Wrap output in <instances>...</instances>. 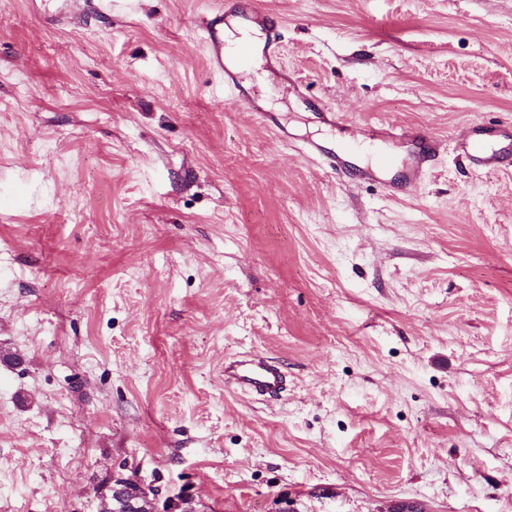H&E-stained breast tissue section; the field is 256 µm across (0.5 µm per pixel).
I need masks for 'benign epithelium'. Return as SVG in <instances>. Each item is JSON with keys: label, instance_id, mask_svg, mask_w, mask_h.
<instances>
[{"label": "benign epithelium", "instance_id": "1", "mask_svg": "<svg viewBox=\"0 0 512 512\" xmlns=\"http://www.w3.org/2000/svg\"><path fill=\"white\" fill-rule=\"evenodd\" d=\"M99 512H205V508L189 490L162 498L141 480L115 473L100 493Z\"/></svg>", "mask_w": 512, "mask_h": 512}]
</instances>
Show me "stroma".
<instances>
[{"mask_svg":"<svg viewBox=\"0 0 512 512\" xmlns=\"http://www.w3.org/2000/svg\"><path fill=\"white\" fill-rule=\"evenodd\" d=\"M287 77L206 62L224 0H0V512L113 472L208 512H512V0H257ZM416 127L412 192L300 154ZM288 390H227L224 360ZM372 139H400L424 144L426 151L419 157L417 163L406 169L396 183L387 185L392 193H408L417 187L424 179L426 173L432 168L435 158L439 155L441 142L419 128L400 129L380 125L368 131ZM465 154L475 168L485 171H498L512 161V138L507 144L500 140L492 129L476 126L472 128L469 139L464 144ZM224 383L254 398L277 399L287 389L285 373L267 357L248 354L224 360Z\"/></svg>","mask_w":512,"mask_h":512,"instance_id":"35a3bbf8","label":"stroma"}]
</instances>
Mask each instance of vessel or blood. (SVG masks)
<instances>
[{"label": "vessel or blood", "instance_id": "obj_1", "mask_svg": "<svg viewBox=\"0 0 512 512\" xmlns=\"http://www.w3.org/2000/svg\"><path fill=\"white\" fill-rule=\"evenodd\" d=\"M224 17L201 16L200 27L206 35L208 45V64L213 72L223 74L224 87L234 90L238 87L237 77L227 70L224 64V19L225 17L239 18L249 23H262L266 26L265 41L262 48L248 41H240L233 50L240 60H248L255 52L269 58H279L282 35L277 22L272 17L259 11L254 0H225ZM372 139H400L425 145V152L417 163L406 169L398 182L389 184L392 192L407 193L417 187L431 169L438 156L441 143L435 137L418 128L397 129L380 125L368 132ZM303 154L323 161L332 175L356 176L364 181L379 180L381 174L394 167L391 157L381 155L369 163L368 167L359 171L353 170L346 152H328L313 141L305 142L301 147ZM465 154L475 168L494 172L507 166L512 161V141L502 142L499 135L492 129L476 126L464 144ZM224 382L232 389L248 394L254 398L276 399L287 389L285 373L278 364L267 357L248 354L225 359Z\"/></svg>", "mask_w": 512, "mask_h": 512}]
</instances>
